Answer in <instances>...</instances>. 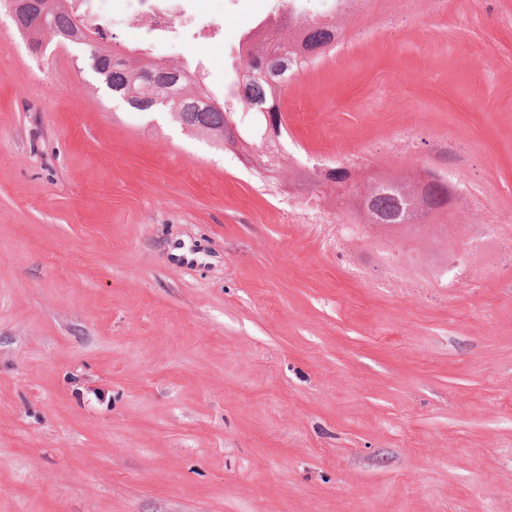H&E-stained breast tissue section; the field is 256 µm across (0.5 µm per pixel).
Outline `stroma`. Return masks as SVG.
I'll return each instance as SVG.
<instances>
[{
  "label": "stroma",
  "mask_w": 512,
  "mask_h": 512,
  "mask_svg": "<svg viewBox=\"0 0 512 512\" xmlns=\"http://www.w3.org/2000/svg\"><path fill=\"white\" fill-rule=\"evenodd\" d=\"M279 2L200 0L223 38L152 56L223 94ZM299 7L347 49L282 92L273 174L0 11V512H512V0ZM326 157L474 196L311 224ZM478 244L473 242L467 243L456 251L451 259L450 266H453V272L448 274L443 286L452 290L457 287L459 279L465 278L469 273V257L473 250L478 248Z\"/></svg>",
  "instance_id": "obj_1"
}]
</instances>
